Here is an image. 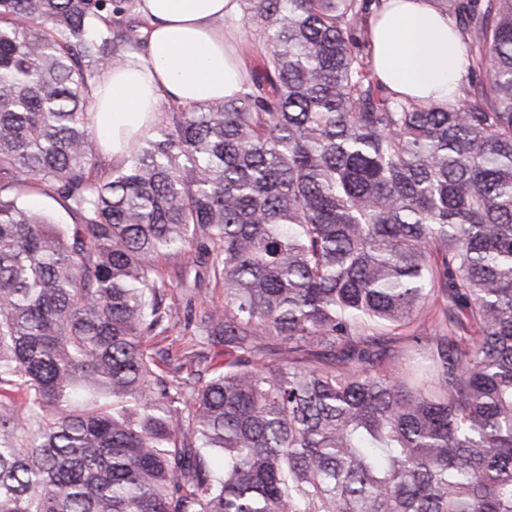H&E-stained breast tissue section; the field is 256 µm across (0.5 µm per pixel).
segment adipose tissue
Masks as SVG:
<instances>
[{
	"label": "adipose tissue",
	"instance_id": "obj_1",
	"mask_svg": "<svg viewBox=\"0 0 512 512\" xmlns=\"http://www.w3.org/2000/svg\"><path fill=\"white\" fill-rule=\"evenodd\" d=\"M150 22L142 53L107 65L93 95L91 126L103 152L121 159L163 99L204 104L236 97L249 77L235 44L238 0H141ZM376 73L397 96L447 101L468 59L433 0H382L368 20Z\"/></svg>",
	"mask_w": 512,
	"mask_h": 512
}]
</instances>
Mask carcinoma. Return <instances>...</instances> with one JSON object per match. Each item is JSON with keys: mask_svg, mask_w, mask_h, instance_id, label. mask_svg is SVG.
I'll list each match as a JSON object with an SVG mask.
<instances>
[{"mask_svg": "<svg viewBox=\"0 0 512 512\" xmlns=\"http://www.w3.org/2000/svg\"><path fill=\"white\" fill-rule=\"evenodd\" d=\"M136 2L0 0V512H512V0H437L447 104L378 79L381 0H239L243 91L106 173ZM25 204L33 210L44 211L52 215L59 224H74L76 219L52 198L41 194H29L23 198ZM186 256L169 257L163 259V264L167 265V270L171 273L175 284L181 282V287L173 291L174 300L180 304L182 310L185 302L194 296L192 289L198 274L202 275V270L195 266ZM166 262V263H165ZM180 299V300H178Z\"/></svg>", "mask_w": 512, "mask_h": 512, "instance_id": "1", "label": "carcinoma"}]
</instances>
